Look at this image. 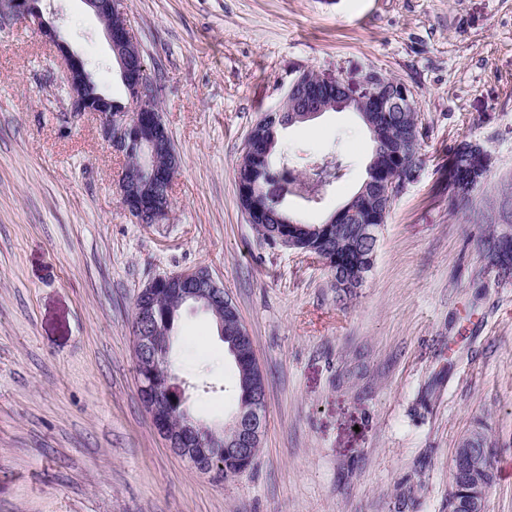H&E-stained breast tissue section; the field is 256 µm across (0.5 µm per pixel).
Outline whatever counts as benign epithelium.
Listing matches in <instances>:
<instances>
[{"instance_id": "obj_1", "label": "benign epithelium", "mask_w": 512, "mask_h": 512, "mask_svg": "<svg viewBox=\"0 0 512 512\" xmlns=\"http://www.w3.org/2000/svg\"><path fill=\"white\" fill-rule=\"evenodd\" d=\"M88 8L101 20L120 14V0H83ZM31 13L29 0H0V20H12ZM48 41L55 44L60 56L61 68L66 81L74 91L70 96L71 112L68 119H78L86 114L97 121L103 138L113 149L125 154L130 150L126 132L128 126L136 124L150 128L148 141L140 145L144 158L141 167L130 171L122 168L118 178V194L123 209L136 223L144 224L147 214L158 217L157 223L168 215L172 201V186L177 170L163 171L152 165L151 160L159 152L168 150V134L156 107V93L151 81L146 78V66L140 53H124V48L134 44L128 24L118 28L104 25L109 50L121 66V75L127 85L134 109H99L90 105V99L82 93L83 87L92 83L91 74L84 61L75 54L61 39L53 26L38 19ZM340 87L347 100L367 96L376 101L379 109H385L388 92L380 75L369 70L352 85L342 77L330 73H317L310 77L302 73L289 86L285 97H292L299 105L298 111L313 117L322 113L317 107L320 100L319 89ZM406 185L398 186L391 179L366 182L363 191L384 199H390L396 191H404ZM171 285V292L181 296L187 304H194L204 310L224 302V288L220 287L209 271L204 267L188 268L177 271L165 278ZM135 350L139 355L153 358L163 354L156 337L147 333L135 336ZM141 398L152 418L155 429L165 440L167 447L176 455L186 459L201 474L210 475L217 480L224 472L215 468L214 461L224 458L229 462H240L249 449L260 440L265 422L260 408L262 399L257 391L241 405L234 416L235 429L231 433L220 435L195 420L182 407L177 422L168 418L169 399L182 392L175 376L167 370L151 382L140 385ZM496 454L494 448H461L458 450L452 468L453 478L466 485L463 499L457 503L459 512H486V501L491 486L489 464Z\"/></svg>"}]
</instances>
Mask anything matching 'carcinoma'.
<instances>
[{
  "label": "carcinoma",
  "instance_id": "obj_1",
  "mask_svg": "<svg viewBox=\"0 0 512 512\" xmlns=\"http://www.w3.org/2000/svg\"><path fill=\"white\" fill-rule=\"evenodd\" d=\"M374 143V152L366 166V178L380 172L397 182L412 183L419 178L423 159L421 146L423 127L418 116L401 101L393 102L386 111H377L372 101L350 103ZM302 113L290 112L286 121L270 125L264 134L250 140L252 160H239L235 170L238 197L248 195L251 210L250 224L258 236L269 247L281 248L279 238L288 237V242L298 250H305L323 259L332 278L336 294L353 293V280L369 259L376 255L377 240L364 234L362 225L372 223L383 225L387 219L385 210L391 205H383L371 195L355 193L342 207L341 212L328 220L315 224L304 219L300 213H290L282 208L281 202L263 192L265 185L278 178H288L292 186L291 194L308 203L319 199V187L323 179H336L341 176L344 162L334 156L315 160L310 164V173H297V170L284 164L276 169L271 164V156L278 143L281 128L302 123ZM475 155L467 150L465 141L455 142L448 149V206L456 209L466 206L478 186L470 185V168ZM488 251L508 259L512 264V233H506L497 226L483 239ZM181 310L175 299L160 289L145 309L134 307L133 323L146 328L158 336H170L175 316ZM208 314L224 336L227 352L239 336L238 320L233 311L224 309V315L213 310Z\"/></svg>",
  "mask_w": 512,
  "mask_h": 512
}]
</instances>
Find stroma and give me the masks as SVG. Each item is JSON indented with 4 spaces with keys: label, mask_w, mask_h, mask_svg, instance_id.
<instances>
[{
    "label": "stroma",
    "mask_w": 512,
    "mask_h": 512,
    "mask_svg": "<svg viewBox=\"0 0 512 512\" xmlns=\"http://www.w3.org/2000/svg\"><path fill=\"white\" fill-rule=\"evenodd\" d=\"M98 90L130 100L82 0H40ZM181 167L161 224L123 210V157L92 116L67 121L37 27H0V512H448L459 440L497 449L487 512H512V279L479 240L512 224V0H122ZM404 81L426 135L419 180L392 206L371 272L341 302L315 259L273 250L234 170L252 124L307 71ZM489 155L454 213L440 174L462 138ZM345 174L314 223L359 188L373 142L355 112L280 131ZM207 267L238 308L266 379L252 469L219 482L173 454L139 398L133 317L154 278ZM171 356L206 424L236 408L235 365L204 311L176 318Z\"/></svg>",
    "instance_id": "stroma-1"
}]
</instances>
